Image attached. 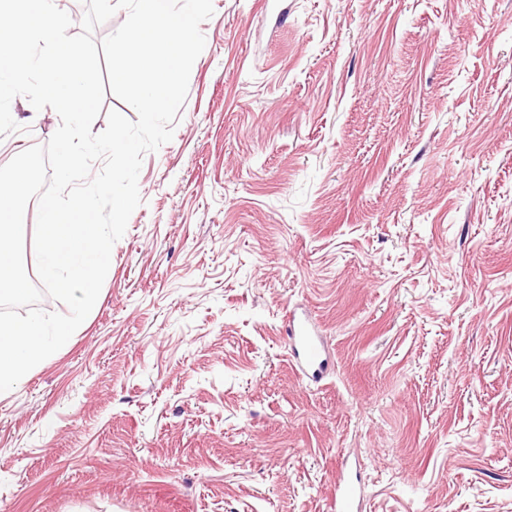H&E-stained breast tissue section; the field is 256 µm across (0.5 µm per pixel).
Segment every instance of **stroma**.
I'll list each match as a JSON object with an SVG mask.
<instances>
[{"label":"stroma","mask_w":512,"mask_h":512,"mask_svg":"<svg viewBox=\"0 0 512 512\" xmlns=\"http://www.w3.org/2000/svg\"><path fill=\"white\" fill-rule=\"evenodd\" d=\"M212 3L98 301L0 394V512H328L346 454L362 512H512V0ZM11 113L0 166L61 123ZM287 338L291 362L302 378L322 380L329 369L326 348L315 326L307 317L289 315Z\"/></svg>","instance_id":"1"}]
</instances>
